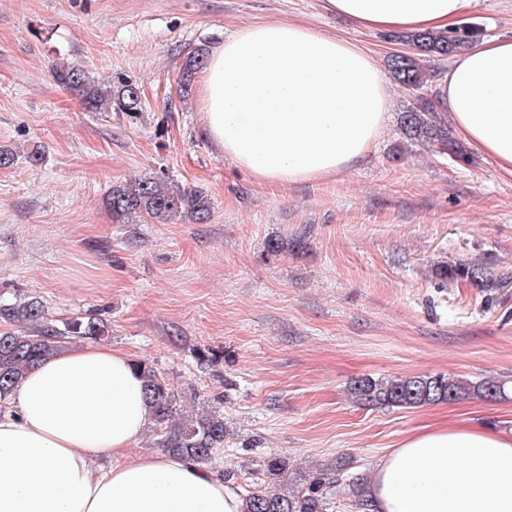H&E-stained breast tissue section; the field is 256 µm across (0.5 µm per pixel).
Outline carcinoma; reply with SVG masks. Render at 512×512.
<instances>
[{"instance_id": "cac0c4a2", "label": "carcinoma", "mask_w": 512, "mask_h": 512, "mask_svg": "<svg viewBox=\"0 0 512 512\" xmlns=\"http://www.w3.org/2000/svg\"><path fill=\"white\" fill-rule=\"evenodd\" d=\"M478 31L473 28L446 32H418L399 36L417 50L414 55L395 54L390 70L395 81L414 91L429 86L432 74L425 67L424 57H449L469 48ZM206 65L205 52L195 51L185 62L181 80L190 83L196 70ZM57 85L70 90L89 112H139L142 98L130 82L101 85L86 72L69 63L52 67ZM400 126L406 140L426 145L458 162L472 163L467 151L448 128V120L430 99L416 96L401 112ZM112 220L117 224H140L149 220L172 221L188 219L204 223L211 213V201L195 187L171 189L153 177L132 178L112 187L108 200ZM435 274L444 282H460L477 288L487 287V277L475 265H452L443 262ZM0 319L22 323L16 331L0 334V396L13 390L35 365L56 352L63 340L89 337L106 340L108 324L102 320L74 319L59 328L47 317L37 300L1 305ZM140 374L146 397L153 410L151 431L158 447L187 458L201 466L207 465L224 449L228 436L224 413L214 407L186 410L181 403L194 389L179 391L157 368L142 360L133 361ZM506 382L484 378L472 382L443 375H417L396 378L360 377L350 387L351 395L361 405L375 408L414 409L440 402H453L466 396L495 400L505 394ZM290 465L286 457H274L263 463L264 485L247 492V512H328L335 495L333 482L318 477L305 486L292 487L288 479Z\"/></svg>"}]
</instances>
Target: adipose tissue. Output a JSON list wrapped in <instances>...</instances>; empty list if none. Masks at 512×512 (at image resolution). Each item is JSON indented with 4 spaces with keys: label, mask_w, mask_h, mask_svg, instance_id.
<instances>
[{
    "label": "adipose tissue",
    "mask_w": 512,
    "mask_h": 512,
    "mask_svg": "<svg viewBox=\"0 0 512 512\" xmlns=\"http://www.w3.org/2000/svg\"><path fill=\"white\" fill-rule=\"evenodd\" d=\"M365 30L442 31L469 0H327ZM458 134L512 174V38L456 53L437 86ZM392 89L356 42L292 21L239 29L211 51L205 129L256 180L340 173L381 135ZM152 420L131 359L64 345L0 405V512H246L239 487L166 453L132 455ZM369 512H512V429L448 424L375 461Z\"/></svg>",
    "instance_id": "ef3b65f1"
}]
</instances>
